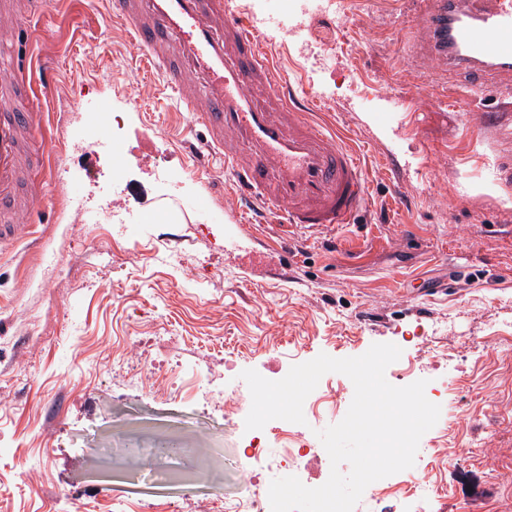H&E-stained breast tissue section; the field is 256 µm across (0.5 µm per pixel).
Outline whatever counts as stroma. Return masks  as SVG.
<instances>
[{
	"label": "stroma",
	"mask_w": 512,
	"mask_h": 512,
	"mask_svg": "<svg viewBox=\"0 0 512 512\" xmlns=\"http://www.w3.org/2000/svg\"><path fill=\"white\" fill-rule=\"evenodd\" d=\"M345 24L303 15L263 40L320 121L359 152L367 195L355 221L260 228L232 216L222 172L196 174L181 150L196 127L162 78L143 71L104 0H62L6 26L16 62L56 96L36 121L53 155L19 236L0 242V512H182L224 483L247 437L244 370L279 380L319 354L402 350L385 376L427 380L441 407L412 468L378 507L512 512V109L485 125L489 92L414 62L404 0H341ZM400 201H393V192ZM194 374L235 393L237 415L158 388ZM354 396L345 375L311 393L294 425L316 469L318 430ZM183 442L165 486L126 481L129 437ZM192 491L193 501L183 498Z\"/></svg>",
	"instance_id": "1"
}]
</instances>
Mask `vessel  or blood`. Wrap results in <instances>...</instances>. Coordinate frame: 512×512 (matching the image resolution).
Masks as SVG:
<instances>
[{
    "label": "vessel or blood",
    "mask_w": 512,
    "mask_h": 512,
    "mask_svg": "<svg viewBox=\"0 0 512 512\" xmlns=\"http://www.w3.org/2000/svg\"><path fill=\"white\" fill-rule=\"evenodd\" d=\"M145 68L157 71L193 123L206 130L193 169L210 174L222 159L233 215L245 224L349 223L366 184L345 137L300 107L287 77L253 23L224 0H109ZM416 30L432 65L488 78L512 72V0H432ZM41 65L0 84V236L19 234L30 206L18 202L22 175H38L50 150L35 147V119L21 100L50 93Z\"/></svg>",
    "instance_id": "b4317fda"
}]
</instances>
